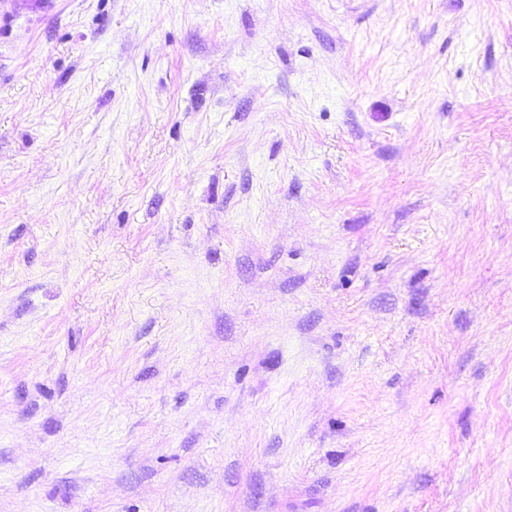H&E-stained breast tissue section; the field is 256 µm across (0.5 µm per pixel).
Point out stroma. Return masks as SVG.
Here are the masks:
<instances>
[{"label":"stroma","instance_id":"obj_1","mask_svg":"<svg viewBox=\"0 0 512 512\" xmlns=\"http://www.w3.org/2000/svg\"><path fill=\"white\" fill-rule=\"evenodd\" d=\"M0 512H512V0H0Z\"/></svg>","mask_w":512,"mask_h":512}]
</instances>
